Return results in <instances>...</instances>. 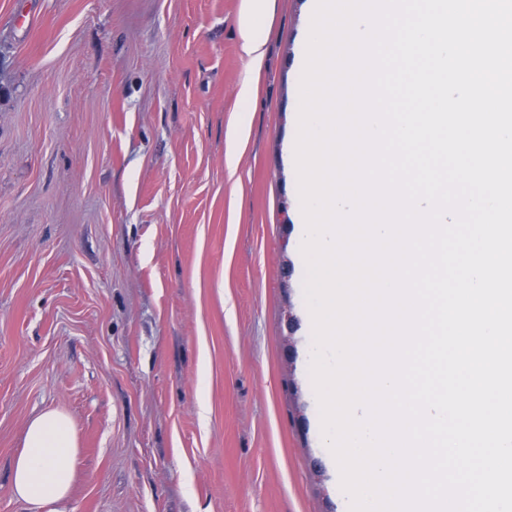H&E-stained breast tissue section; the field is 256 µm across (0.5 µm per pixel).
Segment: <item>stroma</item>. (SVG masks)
I'll return each mask as SVG.
<instances>
[{"mask_svg": "<svg viewBox=\"0 0 512 512\" xmlns=\"http://www.w3.org/2000/svg\"><path fill=\"white\" fill-rule=\"evenodd\" d=\"M240 5L0 0V512H32L12 469L51 410L56 512H338L287 157L310 17L276 0L242 128ZM77 436L67 415L44 412L29 423L24 449L13 465L15 498L33 509L51 506L69 494Z\"/></svg>", "mask_w": 512, "mask_h": 512, "instance_id": "1", "label": "stroma"}]
</instances>
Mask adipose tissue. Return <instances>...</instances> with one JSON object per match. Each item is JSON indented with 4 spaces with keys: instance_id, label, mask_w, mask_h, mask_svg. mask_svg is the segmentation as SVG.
Returning <instances> with one entry per match:
<instances>
[{
    "instance_id": "ef3b65f1",
    "label": "adipose tissue",
    "mask_w": 512,
    "mask_h": 512,
    "mask_svg": "<svg viewBox=\"0 0 512 512\" xmlns=\"http://www.w3.org/2000/svg\"><path fill=\"white\" fill-rule=\"evenodd\" d=\"M274 7L275 0H242L237 19L239 48L253 70L263 62L266 39L262 24ZM253 70L244 76L238 89L239 97L246 102L253 97ZM76 453L77 436L67 415L53 410L32 419L25 432L24 449L13 465L15 498L36 512L66 498Z\"/></svg>"
}]
</instances>
